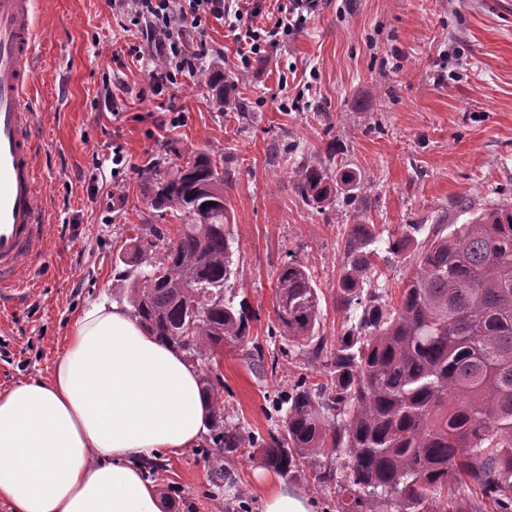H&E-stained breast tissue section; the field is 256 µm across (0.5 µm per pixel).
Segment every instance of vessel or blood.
Masks as SVG:
<instances>
[{"instance_id": "vessel-or-blood-1", "label": "vessel or blood", "mask_w": 512, "mask_h": 512, "mask_svg": "<svg viewBox=\"0 0 512 512\" xmlns=\"http://www.w3.org/2000/svg\"><path fill=\"white\" fill-rule=\"evenodd\" d=\"M38 0H0V291L18 290L45 250V203L29 89Z\"/></svg>"}]
</instances>
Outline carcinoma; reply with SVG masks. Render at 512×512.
<instances>
[{
  "label": "carcinoma",
  "instance_id": "carcinoma-1",
  "mask_svg": "<svg viewBox=\"0 0 512 512\" xmlns=\"http://www.w3.org/2000/svg\"><path fill=\"white\" fill-rule=\"evenodd\" d=\"M195 84L249 121L234 82L217 66ZM165 177L143 170L150 206L179 220L175 238L156 237L150 270L138 272L127 299L133 315L159 341L202 365L201 389L211 401L200 453L212 485L224 487V451L257 456L280 474L326 455L342 461L317 470L314 482L334 491L338 512H512V207L474 216L458 227L433 224L415 255L398 306L371 286L382 231L354 224L344 240L338 304L341 335L316 336L319 295L305 266L277 273L275 320L296 345L310 348L330 382L301 380L275 403L285 433L243 438L224 414L223 383L207 364L226 343L248 338L246 299L224 294L233 269L232 219L224 200L231 173L211 151L183 149ZM301 197L327 200L329 177L304 163ZM422 224L388 234L399 255Z\"/></svg>",
  "mask_w": 512,
  "mask_h": 512
}]
</instances>
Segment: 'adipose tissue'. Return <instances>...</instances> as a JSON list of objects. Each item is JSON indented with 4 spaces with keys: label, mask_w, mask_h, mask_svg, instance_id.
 I'll return each mask as SVG.
<instances>
[{
    "label": "adipose tissue",
    "mask_w": 512,
    "mask_h": 512,
    "mask_svg": "<svg viewBox=\"0 0 512 512\" xmlns=\"http://www.w3.org/2000/svg\"><path fill=\"white\" fill-rule=\"evenodd\" d=\"M196 370L116 304L82 311L45 380L0 392V501L11 512H163L147 464L197 447ZM261 512H314L266 474Z\"/></svg>",
    "instance_id": "obj_1"
}]
</instances>
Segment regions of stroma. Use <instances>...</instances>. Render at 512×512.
<instances>
[{"label": "stroma", "instance_id": "35a3bbf8", "mask_svg": "<svg viewBox=\"0 0 512 512\" xmlns=\"http://www.w3.org/2000/svg\"><path fill=\"white\" fill-rule=\"evenodd\" d=\"M39 53L31 96L42 188L49 198L46 252L27 298L0 304V390L47 377L87 303L126 305L128 273L146 266L159 216L140 172L180 165L188 145L226 156L236 273L227 294L252 309L250 338L216 357L230 421L246 435L279 434L273 402L299 379L327 376L275 320L277 272L303 263L320 296L318 335L335 340L343 314L337 284L354 224L394 232L405 224H465L512 205V0H324L320 11L243 69L227 26L211 22L203 65L244 74L237 94L249 124L186 79L176 96L148 88L149 61L129 55L108 0H39ZM120 100L103 105L105 88ZM122 163H113L114 147ZM334 182L312 205L295 189L307 159ZM356 184H340L341 171ZM412 253H381L372 277L392 298ZM279 351L274 370L258 365ZM259 461L224 456V487H211L197 449L169 458L153 481L164 512H259Z\"/></svg>", "mask_w": 512, "mask_h": 512}]
</instances>
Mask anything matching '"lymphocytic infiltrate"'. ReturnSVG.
<instances>
[{
  "label": "lymphocytic infiltrate",
  "instance_id": "obj_1",
  "mask_svg": "<svg viewBox=\"0 0 512 512\" xmlns=\"http://www.w3.org/2000/svg\"><path fill=\"white\" fill-rule=\"evenodd\" d=\"M322 0H288L270 26L258 24L259 8L247 0H112L123 17L125 31H136L141 44L130 46L137 59L153 62L149 87L160 94L179 88L182 77L194 75L205 54L211 21H228L243 66L277 45L280 36L298 29L306 15L319 11ZM194 32L196 44L185 35Z\"/></svg>",
  "mask_w": 512,
  "mask_h": 512
}]
</instances>
